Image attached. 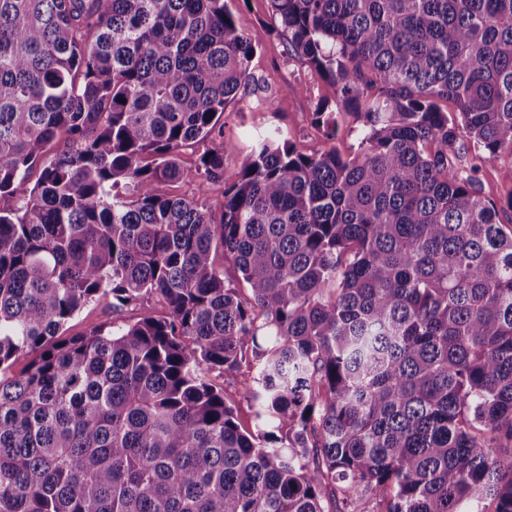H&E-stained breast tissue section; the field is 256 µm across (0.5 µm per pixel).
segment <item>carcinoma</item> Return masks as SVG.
<instances>
[{"label": "carcinoma", "instance_id": "cac0c4a2", "mask_svg": "<svg viewBox=\"0 0 512 512\" xmlns=\"http://www.w3.org/2000/svg\"><path fill=\"white\" fill-rule=\"evenodd\" d=\"M270 5L336 111L229 171L226 106L268 97L226 0H0V512H512V0ZM205 142L218 212L157 193ZM358 123L351 115L339 119V131L336 137V148L343 156L353 155L358 149ZM511 189L512 156L503 154L484 167L482 173V195L489 200L505 204ZM145 313L161 316L165 313V309L159 299L153 296L141 305L129 306L119 313L112 314L110 298H102L85 308L68 323L63 338L79 335L90 327L103 323H133ZM241 373L237 374L234 377L226 378V382L224 383V390L226 391L228 398L236 402L237 411H238V419L241 426L249 431L254 430L256 417H255V407H251L250 403H247L240 397V380Z\"/></svg>", "mask_w": 512, "mask_h": 512}]
</instances>
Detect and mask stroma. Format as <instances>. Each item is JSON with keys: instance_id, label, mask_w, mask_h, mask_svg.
Wrapping results in <instances>:
<instances>
[{"instance_id": "obj_1", "label": "stroma", "mask_w": 512, "mask_h": 512, "mask_svg": "<svg viewBox=\"0 0 512 512\" xmlns=\"http://www.w3.org/2000/svg\"><path fill=\"white\" fill-rule=\"evenodd\" d=\"M237 27L248 34L256 44L252 69L256 75L265 77L270 86L268 105L255 106L252 98L232 102L221 119L224 142L233 144L234 152L224 158L227 169L238 170L248 152L252 138L273 125L287 127L297 151L311 154L324 146V136L312 119V110L317 101L328 106L336 104L335 86L309 68L301 59L288 53L285 36L274 30L269 0H227ZM204 144L185 147L180 152L186 171L183 180L160 184L165 194H179L208 201L218 205L222 199V186L202 182L194 174ZM165 309L158 298L152 297L143 304L130 306L121 312H113L110 299L103 298L85 308L66 328V336H76L90 327L108 322L132 323L141 315L150 313L163 315Z\"/></svg>"}]
</instances>
